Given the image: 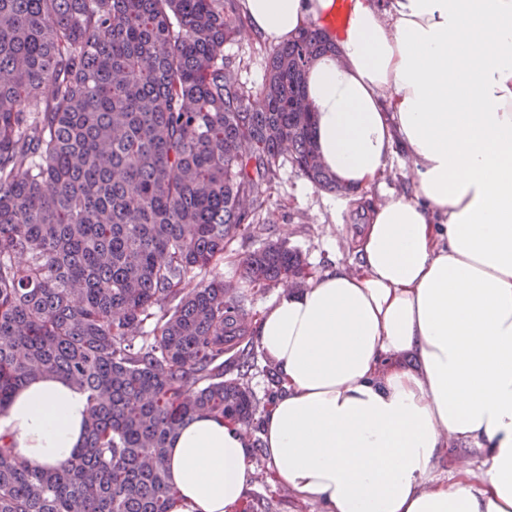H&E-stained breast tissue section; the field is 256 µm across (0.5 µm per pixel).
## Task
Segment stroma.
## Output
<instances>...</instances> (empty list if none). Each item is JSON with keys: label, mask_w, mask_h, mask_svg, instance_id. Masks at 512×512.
Wrapping results in <instances>:
<instances>
[{"label": "stroma", "mask_w": 512, "mask_h": 512, "mask_svg": "<svg viewBox=\"0 0 512 512\" xmlns=\"http://www.w3.org/2000/svg\"><path fill=\"white\" fill-rule=\"evenodd\" d=\"M273 45L251 33H243L225 45L224 53L239 65V79L245 87H261L266 77V62ZM411 188L409 162L394 159L384 181L357 191L356 195H338L316 189L291 163H284L278 177L267 190V203L257 222L233 241L214 276L237 285L238 295L250 317H258L279 295L281 288L272 285L257 289L241 284L238 263L249 252L271 241H283L298 250L310 273L316 274L335 265H351L356 260L355 238L370 206L389 195L408 193ZM252 463L255 479L237 512H256L268 505L270 512H322L319 503L305 501L271 481L270 469L262 451H254Z\"/></svg>", "instance_id": "1"}]
</instances>
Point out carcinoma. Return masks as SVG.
<instances>
[{
    "mask_svg": "<svg viewBox=\"0 0 512 512\" xmlns=\"http://www.w3.org/2000/svg\"><path fill=\"white\" fill-rule=\"evenodd\" d=\"M236 0H0V413L43 375L88 397L81 447L39 467L0 444V512H175L170 440L199 415L253 424L234 286L213 277L288 161H316L305 75L335 49L310 27L252 93L224 55ZM255 288L309 276L271 241L239 263ZM150 334H144L147 321Z\"/></svg>",
    "mask_w": 512,
    "mask_h": 512,
    "instance_id": "1",
    "label": "carcinoma"
}]
</instances>
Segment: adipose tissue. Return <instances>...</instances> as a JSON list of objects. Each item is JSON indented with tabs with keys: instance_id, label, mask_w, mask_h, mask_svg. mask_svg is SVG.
Returning a JSON list of instances; mask_svg holds the SVG:
<instances>
[{
	"instance_id": "obj_1",
	"label": "adipose tissue",
	"mask_w": 512,
	"mask_h": 512,
	"mask_svg": "<svg viewBox=\"0 0 512 512\" xmlns=\"http://www.w3.org/2000/svg\"><path fill=\"white\" fill-rule=\"evenodd\" d=\"M335 0H242L283 44ZM335 51L306 73L322 166L378 181L397 152L412 195L374 205L355 266L286 290L255 321L283 379L262 421L274 479L324 512H512V0H352ZM88 399L43 376L0 413V437L56 467ZM467 443L447 479L449 442ZM245 430L203 415L170 441L184 512H234L254 469Z\"/></svg>"
}]
</instances>
